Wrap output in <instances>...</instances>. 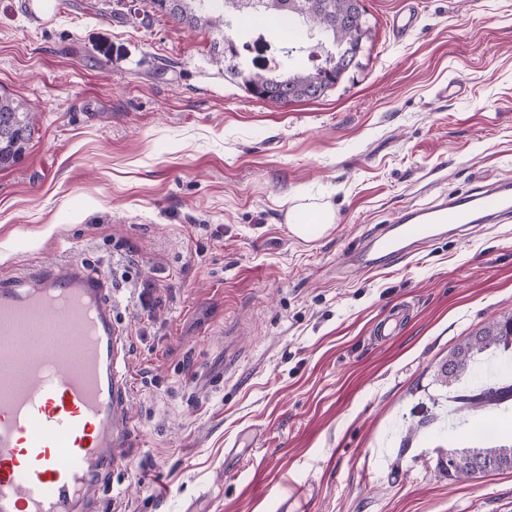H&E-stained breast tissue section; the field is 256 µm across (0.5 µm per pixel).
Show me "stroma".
I'll list each match as a JSON object with an SVG mask.
<instances>
[{"instance_id":"35a3bbf8","label":"stroma","mask_w":512,"mask_h":512,"mask_svg":"<svg viewBox=\"0 0 512 512\" xmlns=\"http://www.w3.org/2000/svg\"><path fill=\"white\" fill-rule=\"evenodd\" d=\"M363 0L324 97L260 101L149 0H0V90L36 121L0 170V280L112 282L128 389L98 512H512V471L445 477L439 363L512 313V220L345 269L397 211L512 179V0ZM256 70L283 40L262 21ZM331 208L294 235L290 211ZM393 336L376 334L396 308Z\"/></svg>"}]
</instances>
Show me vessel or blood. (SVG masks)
Returning a JSON list of instances; mask_svg holds the SVG:
<instances>
[{
  "label": "vessel or blood",
  "instance_id": "vessel-or-blood-1",
  "mask_svg": "<svg viewBox=\"0 0 512 512\" xmlns=\"http://www.w3.org/2000/svg\"><path fill=\"white\" fill-rule=\"evenodd\" d=\"M512 218V182L398 211L351 263L409 257L423 240ZM112 284L82 266L0 280V512H83L115 459L127 391Z\"/></svg>",
  "mask_w": 512,
  "mask_h": 512
}]
</instances>
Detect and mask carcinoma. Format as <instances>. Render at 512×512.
Returning a JSON list of instances; mask_svg holds the SVG:
<instances>
[{
	"label": "carcinoma",
	"mask_w": 512,
	"mask_h": 512,
	"mask_svg": "<svg viewBox=\"0 0 512 512\" xmlns=\"http://www.w3.org/2000/svg\"><path fill=\"white\" fill-rule=\"evenodd\" d=\"M149 4L153 11L190 29L208 32L212 36L213 61L240 80L253 97L277 103L324 96L344 74L359 66L366 44L372 39V26L360 0H149ZM229 11L236 13L240 23L272 18L298 33V41L285 48L279 72H255L238 59L234 42L224 36ZM302 19L329 38L328 44L321 45L322 60L309 67L294 63L297 53H305L307 59H312L311 45L300 27ZM339 45L349 47L350 57L338 67L330 52ZM32 132L33 116L28 104L21 98L0 93V170L12 167L21 159ZM511 346L512 315L502 316L454 346L438 370L437 381L447 388L458 387L470 376L480 355ZM456 400L473 412L512 400V374L508 372L501 380L478 389L463 390ZM481 458L497 460L500 471H512V441L476 440L469 447L451 450V468L446 476L453 481L473 477L474 464Z\"/></svg>",
	"instance_id": "cac0c4a2"
}]
</instances>
